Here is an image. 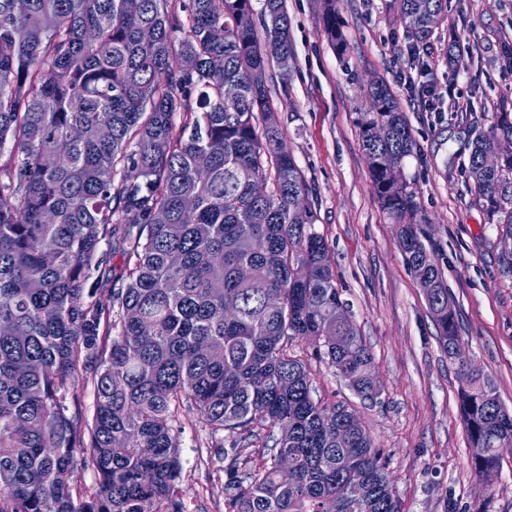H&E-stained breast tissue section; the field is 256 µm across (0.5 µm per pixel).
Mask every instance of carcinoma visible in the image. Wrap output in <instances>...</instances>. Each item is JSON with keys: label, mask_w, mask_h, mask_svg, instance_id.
<instances>
[{"label": "carcinoma", "mask_w": 512, "mask_h": 512, "mask_svg": "<svg viewBox=\"0 0 512 512\" xmlns=\"http://www.w3.org/2000/svg\"><path fill=\"white\" fill-rule=\"evenodd\" d=\"M336 4L323 0L342 52ZM446 9L397 0L419 45ZM187 12L184 25L168 0L135 12L125 0H0V155L12 153L0 163V512H184L173 426L184 408L227 433L225 512H402L359 417L315 401L305 364L288 354L289 339H306L360 397L378 394L311 189L270 123L268 64L285 85L294 60L285 0H264L259 24L252 0H190ZM367 98L372 187L450 354L458 324L416 192L381 162L391 153L401 164L418 144L385 80ZM509 139L504 97L495 124L474 131L467 172L512 237V155L481 166ZM119 231L127 284L105 299L93 272ZM110 307L112 337L101 331ZM88 371L89 421L68 402ZM459 382L481 475L512 453V412L480 371L461 365ZM257 440L273 445L257 454ZM77 465L96 476L83 493L68 481Z\"/></svg>", "instance_id": "cac0c4a2"}]
</instances>
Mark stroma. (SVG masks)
I'll return each instance as SVG.
<instances>
[{
    "label": "stroma",
    "instance_id": "stroma-1",
    "mask_svg": "<svg viewBox=\"0 0 512 512\" xmlns=\"http://www.w3.org/2000/svg\"><path fill=\"white\" fill-rule=\"evenodd\" d=\"M294 65L288 82L277 66L269 85L278 124L313 189L317 228L327 239L336 286L373 354L375 400L357 396L310 342H288L308 367L313 397L352 408L381 448L403 512H512V454L491 478L476 476L460 415L458 369L488 375L512 409V248L475 203L466 165L475 128L495 122L494 106L512 97L497 35H512V0H448L428 59L437 88H452L465 108L427 112L399 82L409 40L394 0H339L347 40L337 54L324 32L321 0H286ZM458 36L464 65L448 81V39ZM382 78L397 96L418 142L404 180L417 192L433 252L453 300L461 344L448 357L425 296L397 243L396 227L373 189L359 121L366 88ZM181 449L180 488L188 512H224V475L207 429L194 412L174 423Z\"/></svg>",
    "mask_w": 512,
    "mask_h": 512
}]
</instances>
